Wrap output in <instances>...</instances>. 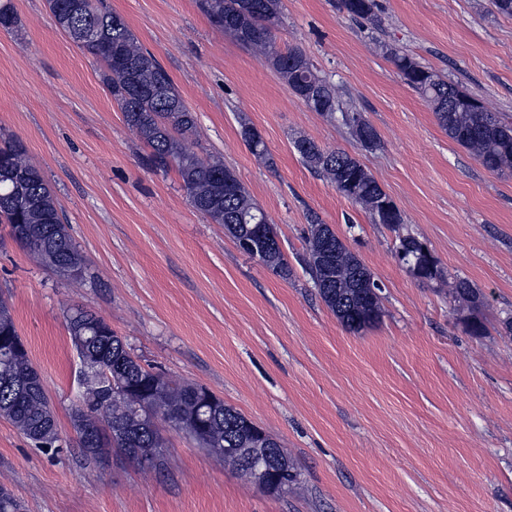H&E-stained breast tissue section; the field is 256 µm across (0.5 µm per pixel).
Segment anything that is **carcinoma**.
<instances>
[{
  "mask_svg": "<svg viewBox=\"0 0 512 512\" xmlns=\"http://www.w3.org/2000/svg\"><path fill=\"white\" fill-rule=\"evenodd\" d=\"M48 3L56 27L100 62L106 86L126 124L151 148L149 165L162 173L175 171L191 206L208 222L224 225L236 244L251 238L256 225L243 220L261 216L263 210L223 161L203 157L185 145L196 130L195 112L126 21L104 10L102 0ZM197 4L212 26L251 48L310 110L347 128L363 149L380 146L375 128L342 100L335 85L319 73L310 58L302 50L284 48L278 42L281 0H197ZM339 8L355 20L369 21L376 3L339 0ZM16 24L11 2H1L0 26L9 31ZM386 53L406 83L430 104L449 138L487 170L512 175L511 123L497 119L457 85L413 57L391 48ZM241 134L255 156L273 163L256 128L245 125ZM294 148L311 169L324 174L344 197L365 209L372 223L392 228L404 224L396 205L382 207L390 197L357 157L340 149L326 150L307 137L296 139ZM0 170L10 175L8 181L0 183V224L10 227L12 237L38 264L47 266L52 251L56 262L51 269L67 279L83 277L85 258L72 242L51 184L28 160L23 144L9 140L0 145ZM396 254L404 266L417 260L434 263L432 267L421 266L420 281L442 279L438 260L418 237L410 233L399 236ZM299 260L313 282L328 283V287L317 289L318 295L344 327L359 331L368 326V313L380 310L381 286L330 225L311 220ZM262 265L282 277L292 272L282 252ZM448 296L460 310L484 302L483 294L461 278L448 282ZM102 323L103 318L82 308L67 315L72 344L76 349L83 348L85 357L84 390L71 413L79 448H84V429H110L112 438L107 444L111 447L141 465L162 466L159 448L163 447V436L157 423L146 418L143 407L150 398L159 419L185 432L208 452L224 457L225 463L251 479L246 416L224 404L212 410L201 403V387L144 367L122 337L113 331L105 337L97 332ZM0 340L23 345L11 307L2 297ZM0 418L37 447L47 452L58 448V423L50 412L43 380L25 349L16 358L0 362ZM228 448L236 449L235 454L225 455ZM0 512H25L24 503L3 484Z\"/></svg>",
  "mask_w": 512,
  "mask_h": 512,
  "instance_id": "cac0c4a2",
  "label": "carcinoma"
}]
</instances>
